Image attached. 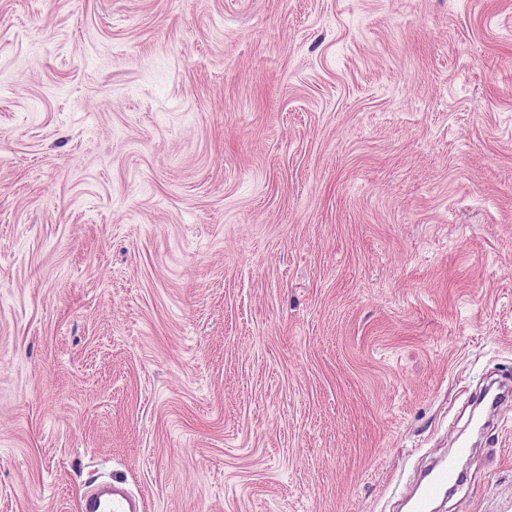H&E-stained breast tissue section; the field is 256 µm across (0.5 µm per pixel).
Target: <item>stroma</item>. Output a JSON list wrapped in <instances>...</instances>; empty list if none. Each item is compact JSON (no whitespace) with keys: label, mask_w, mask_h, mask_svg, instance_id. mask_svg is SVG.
Listing matches in <instances>:
<instances>
[{"label":"stroma","mask_w":512,"mask_h":512,"mask_svg":"<svg viewBox=\"0 0 512 512\" xmlns=\"http://www.w3.org/2000/svg\"><path fill=\"white\" fill-rule=\"evenodd\" d=\"M512 0H0V512H512ZM452 448L455 458H462L469 452L465 440L455 441ZM455 458L448 457L432 468L421 480L402 489V496L410 504L411 512H430L432 504L461 481L462 474L457 469ZM141 495L131 493L120 481L96 484L80 499L79 512H144Z\"/></svg>","instance_id":"stroma-1"}]
</instances>
